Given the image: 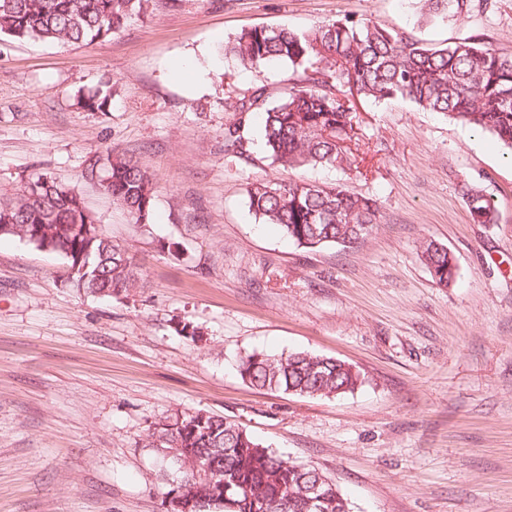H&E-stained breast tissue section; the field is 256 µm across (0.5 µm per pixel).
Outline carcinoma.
I'll return each instance as SVG.
<instances>
[{
  "label": "carcinoma",
  "mask_w": 512,
  "mask_h": 512,
  "mask_svg": "<svg viewBox=\"0 0 512 512\" xmlns=\"http://www.w3.org/2000/svg\"><path fill=\"white\" fill-rule=\"evenodd\" d=\"M419 20L448 14L465 19L491 0H415ZM150 0H0V36L18 41L88 42L105 40L126 23L148 14ZM224 55L245 69L283 63L295 82L271 105L266 88L256 86L226 99L239 121L225 132L235 152L247 142L248 118L263 116L262 142L272 162L296 170L332 166L350 170L352 146L360 137L357 104L402 99L480 129L512 148V54L496 48L484 32L454 45H428L398 26L370 18L344 17L296 33L285 27L251 28L224 46ZM112 88L80 99L89 111H102ZM108 178L105 191L137 223L147 221L154 186L135 157L109 150L90 163L83 178ZM249 207L264 223L278 226L298 245L316 249L353 244L381 223L380 207L339 184L317 185L297 178L256 182ZM462 197L475 224H494L493 200L477 185H462ZM94 216L83 198L46 174L24 184L13 202L0 203V237H19L62 254L73 268L89 264V278L73 275V287L111 297L134 287L139 270L127 250L84 225ZM421 257L433 279L446 286L455 275L453 255L434 241ZM243 379L260 389L307 396L352 391L360 375L350 365L308 353L287 356L252 353L240 360ZM150 445L182 472L181 512H349L336 484L313 467L298 464L261 446L244 428L204 413L177 416L155 425ZM318 487L317 501L309 489Z\"/></svg>",
  "instance_id": "carcinoma-1"
}]
</instances>
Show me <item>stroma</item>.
I'll return each mask as SVG.
<instances>
[{"instance_id":"1","label":"stroma","mask_w":512,"mask_h":512,"mask_svg":"<svg viewBox=\"0 0 512 512\" xmlns=\"http://www.w3.org/2000/svg\"><path fill=\"white\" fill-rule=\"evenodd\" d=\"M498 3L421 26L413 0H153L101 42L0 37V200L48 173L143 278L94 296L63 255L0 238V512H165L170 468L147 435L196 412L316 467L349 512H512V149L382 100L359 106L353 171L273 164L255 123L243 153L224 150L229 90L262 85L274 102L294 78L226 58L241 30L351 15L437 45L485 30L512 54V0ZM107 82L106 110L81 109ZM111 148L152 176L146 223L82 177ZM294 174L377 199L380 224L351 246H298L247 195ZM466 182L496 223H471ZM429 240L456 259L448 286L421 259ZM300 351L352 365L361 385L302 397L239 373L245 355Z\"/></svg>"}]
</instances>
